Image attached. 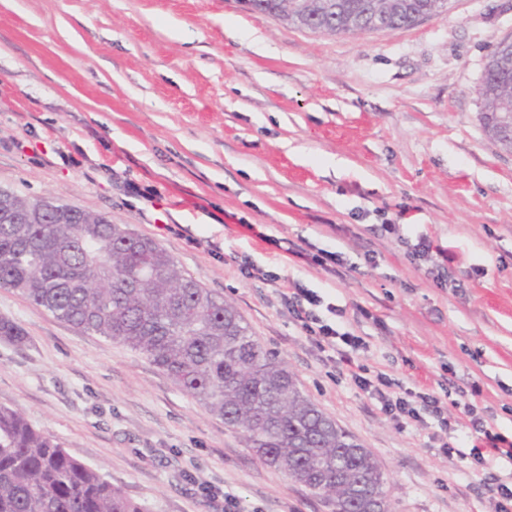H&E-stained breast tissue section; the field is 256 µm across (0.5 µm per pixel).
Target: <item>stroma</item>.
Returning <instances> with one entry per match:
<instances>
[{
	"mask_svg": "<svg viewBox=\"0 0 512 512\" xmlns=\"http://www.w3.org/2000/svg\"><path fill=\"white\" fill-rule=\"evenodd\" d=\"M512 0H450L405 29L336 35L242 0H0V188L125 224L233 303L304 394L373 455L392 512H493L432 417L398 427L319 352L275 285L345 309L360 361L404 388L467 389L512 435V151L476 90ZM389 224L448 251L457 287ZM294 244L296 253L286 252ZM342 252V276L298 250ZM374 252V263L365 260ZM0 407L148 512H332L127 346L9 288ZM478 394H471V387Z\"/></svg>",
	"mask_w": 512,
	"mask_h": 512,
	"instance_id": "1",
	"label": "stroma"
}]
</instances>
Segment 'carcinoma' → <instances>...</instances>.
Masks as SVG:
<instances>
[{"instance_id":"carcinoma-1","label":"carcinoma","mask_w":512,"mask_h":512,"mask_svg":"<svg viewBox=\"0 0 512 512\" xmlns=\"http://www.w3.org/2000/svg\"><path fill=\"white\" fill-rule=\"evenodd\" d=\"M291 0H252V11L280 17ZM376 0H307L306 29L370 30ZM387 29L413 26L443 0H385ZM512 58L490 53L478 89L485 132L499 136L501 109L512 110ZM0 287L11 288L74 327L122 343L148 358L224 425L243 436L266 465L340 512H366L370 492L385 494L381 470L297 387L287 365L254 338L237 309L186 274L156 242L125 224L59 204L30 224L0 220ZM0 338L24 340L0 319ZM0 512H146L95 468L71 457L15 410L0 407Z\"/></svg>"}]
</instances>
